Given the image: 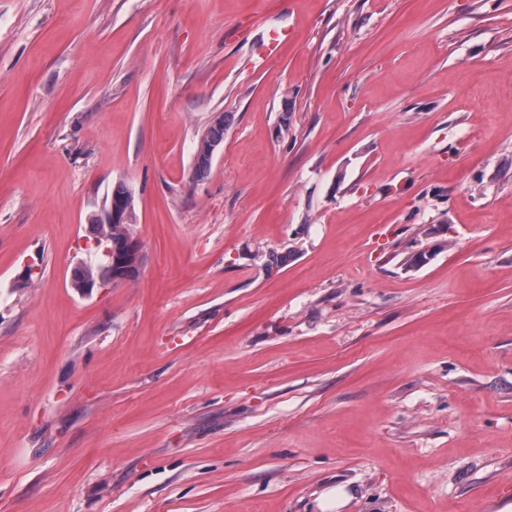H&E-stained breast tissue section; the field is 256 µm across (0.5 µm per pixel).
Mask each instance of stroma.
Wrapping results in <instances>:
<instances>
[{
  "label": "stroma",
  "mask_w": 512,
  "mask_h": 512,
  "mask_svg": "<svg viewBox=\"0 0 512 512\" xmlns=\"http://www.w3.org/2000/svg\"><path fill=\"white\" fill-rule=\"evenodd\" d=\"M0 512H512V0H0ZM291 41L288 31H272L269 34L268 42L264 50L256 57L250 59L249 65L253 70H262L267 66L270 58L276 55L284 46ZM213 124L216 126L224 125V128L217 129L214 126H209L205 135L201 139H206L209 137H223L224 138V129L226 130L227 125L224 120V113H217L213 120ZM223 140H200L194 154V165L192 175L193 178L197 181H201L204 179V172L207 170L206 177L209 174L210 166L213 163L214 157L216 153L220 150L223 145ZM121 181L116 182L114 194L110 197L108 206L105 210L101 211L98 216V226L96 227V231H93L90 226H88V232L92 236L93 243L95 246H99L101 244V239H108L111 242L110 247L104 248V253L107 255L109 259V265L111 267V276L108 280H96L87 278L82 281L78 285L75 286L76 291L81 295H86L92 291L93 288H105L109 285H114L118 283H124L131 281L130 277H119L116 276L112 279V262L116 266H126L128 264L134 265L131 263L132 259L137 258L141 254V245L139 239L133 234L131 228L126 225V231L124 232L127 238V247L128 249L125 252L121 253H113L112 255V241L113 244H117L119 241V237L121 236L120 230L123 224H132L133 223V196L129 188L125 190L122 195H115V191L118 189ZM112 186V190L114 188ZM103 246L99 249V256L93 260H83L72 269L71 281L76 284L78 281L85 279L87 276L105 278L107 271L105 269V260L101 255Z\"/></svg>",
  "instance_id": "obj_1"
}]
</instances>
